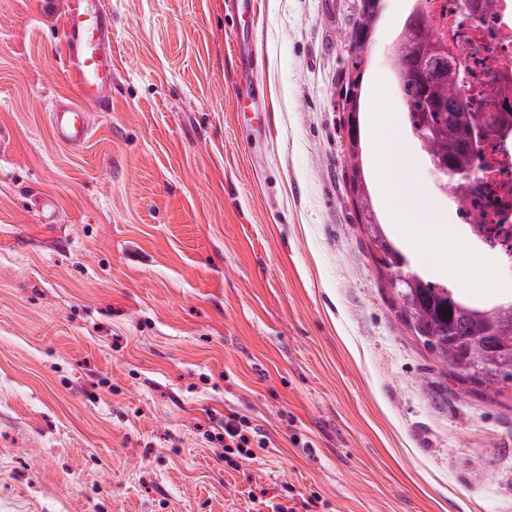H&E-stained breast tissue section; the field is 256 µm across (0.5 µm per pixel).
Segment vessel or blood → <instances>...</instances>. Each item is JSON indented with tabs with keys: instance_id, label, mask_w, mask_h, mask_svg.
I'll use <instances>...</instances> for the list:
<instances>
[{
	"instance_id": "vessel-or-blood-1",
	"label": "vessel or blood",
	"mask_w": 512,
	"mask_h": 512,
	"mask_svg": "<svg viewBox=\"0 0 512 512\" xmlns=\"http://www.w3.org/2000/svg\"><path fill=\"white\" fill-rule=\"evenodd\" d=\"M63 66L77 100L59 99L48 120L54 139L81 149L92 133L93 110L112 98V16L102 0H69L62 22Z\"/></svg>"
}]
</instances>
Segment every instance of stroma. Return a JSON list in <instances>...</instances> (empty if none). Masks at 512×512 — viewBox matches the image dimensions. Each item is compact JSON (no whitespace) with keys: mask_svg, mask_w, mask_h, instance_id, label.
<instances>
[{"mask_svg":"<svg viewBox=\"0 0 512 512\" xmlns=\"http://www.w3.org/2000/svg\"><path fill=\"white\" fill-rule=\"evenodd\" d=\"M104 0L112 108L58 145L69 0H0V512H512V385H464L414 336L363 232L458 224L401 117L384 0L350 158L340 39L358 0ZM256 43L266 132L235 110V38ZM374 112L399 118L381 139ZM399 142L404 157L390 155ZM423 199L386 204L374 165ZM56 203L43 223L40 198ZM424 267L470 302L512 299ZM264 434L225 451L229 416Z\"/></svg>","mask_w":512,"mask_h":512,"instance_id":"stroma-1","label":"stroma"}]
</instances>
